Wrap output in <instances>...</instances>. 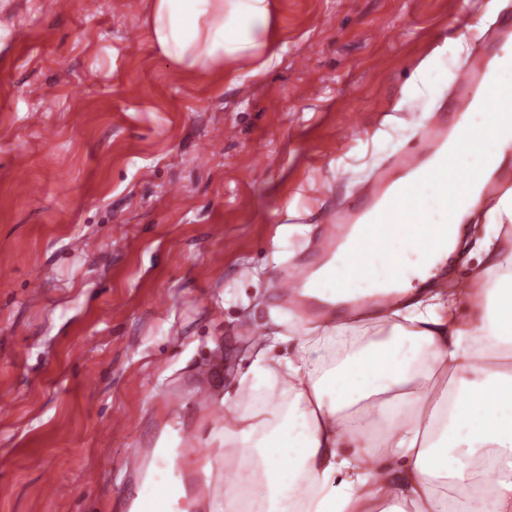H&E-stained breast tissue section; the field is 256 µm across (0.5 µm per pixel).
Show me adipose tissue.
<instances>
[{
	"label": "adipose tissue",
	"instance_id": "adipose-tissue-1",
	"mask_svg": "<svg viewBox=\"0 0 512 512\" xmlns=\"http://www.w3.org/2000/svg\"><path fill=\"white\" fill-rule=\"evenodd\" d=\"M271 0H151L155 44L190 69L220 65L233 80L255 78L274 62ZM500 127L488 117L470 124L480 149L459 156L418 192L426 221L447 227L448 195L463 173L489 179L486 156L512 146V103ZM481 241L490 283L438 298L382 309L385 340L357 346L358 328L344 321L302 323L293 355L269 337L241 378L246 402L224 397V422L210 441L230 470L224 493L207 512H512V249L499 248L512 223V189L487 213ZM399 251L416 255L398 266L395 291L409 294L429 275L431 255L418 232ZM480 377L471 384L467 373ZM156 457L172 458L161 448ZM157 470L129 512H181V479ZM491 493H473L480 481Z\"/></svg>",
	"mask_w": 512,
	"mask_h": 512
}]
</instances>
